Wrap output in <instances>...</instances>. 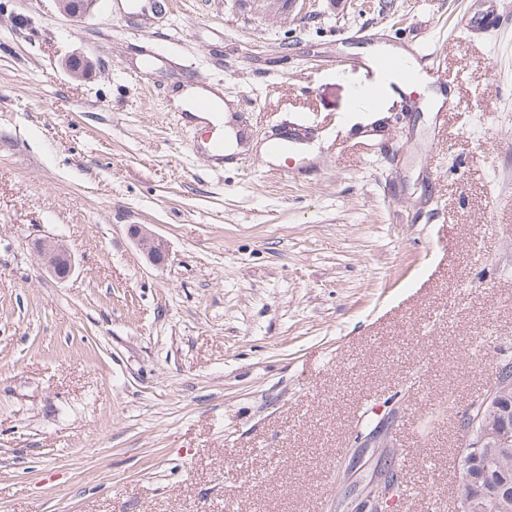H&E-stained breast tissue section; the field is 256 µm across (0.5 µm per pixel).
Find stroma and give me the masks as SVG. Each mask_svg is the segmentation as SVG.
I'll list each match as a JSON object with an SVG mask.
<instances>
[{
	"label": "stroma",
	"mask_w": 512,
	"mask_h": 512,
	"mask_svg": "<svg viewBox=\"0 0 512 512\" xmlns=\"http://www.w3.org/2000/svg\"><path fill=\"white\" fill-rule=\"evenodd\" d=\"M138 2L0 0V512H334L382 476L368 423L391 512H456L457 413L512 359V0ZM417 42L446 85L368 107L342 57ZM196 82L249 130L231 162L192 148ZM55 2L60 13L78 21L90 13L97 0H55ZM129 234L135 241L138 249L154 265H160L168 259L167 247L160 238L147 225H131ZM32 253L42 267L54 278L65 280L75 270V257L62 240L45 236L31 243Z\"/></svg>",
	"instance_id": "stroma-1"
}]
</instances>
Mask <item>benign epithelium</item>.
Listing matches in <instances>:
<instances>
[{"label": "benign epithelium", "instance_id": "benign-epithelium-1", "mask_svg": "<svg viewBox=\"0 0 512 512\" xmlns=\"http://www.w3.org/2000/svg\"><path fill=\"white\" fill-rule=\"evenodd\" d=\"M57 9L63 15L78 21L85 18L97 0H55ZM266 14L280 12V4L291 9H306L309 0H249ZM65 68L74 79H84L91 71L88 59L71 55L65 59ZM129 234L138 249L154 265L168 259L167 247L148 226L132 225ZM32 253L42 267L54 278L64 280L75 270V257L62 240L45 236L31 243ZM512 401V385L509 381L493 382L481 393L474 410L467 413L462 421L465 430V454L462 459L463 471L470 490L458 492L457 512H485L488 504L497 506L499 512H512V485L506 481L494 482L484 479L475 468L476 461L491 455L504 459L512 455V428L506 415ZM400 486L392 472L380 482L358 505L356 512H389L392 500L399 493Z\"/></svg>", "mask_w": 512, "mask_h": 512}]
</instances>
